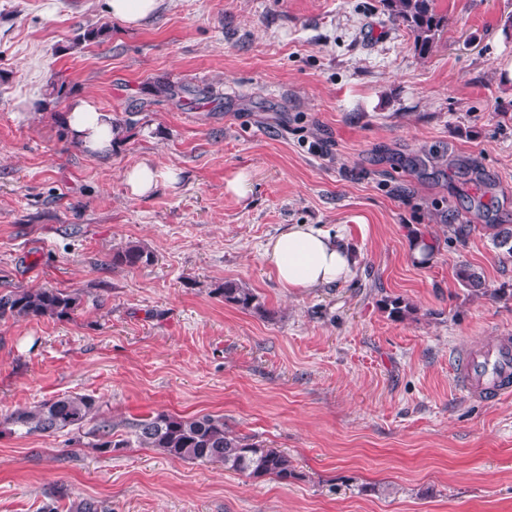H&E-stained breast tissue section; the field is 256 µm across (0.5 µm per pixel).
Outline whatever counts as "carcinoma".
Here are the masks:
<instances>
[{"instance_id":"carcinoma-1","label":"carcinoma","mask_w":512,"mask_h":512,"mask_svg":"<svg viewBox=\"0 0 512 512\" xmlns=\"http://www.w3.org/2000/svg\"><path fill=\"white\" fill-rule=\"evenodd\" d=\"M389 19L405 27L414 37L419 53L431 50L434 42L448 27V16L437 10L435 0H381ZM108 36L103 26L88 27L79 35V43H101ZM159 93L177 103L184 95L205 96V91L182 85H164ZM450 238L464 244L479 228L490 238L503 258L512 259L511 224H447ZM154 262L150 250L130 241L112 251V266L130 269L148 267ZM456 281L475 294L484 295L482 274L468 263L455 268ZM224 301L244 311L263 308L258 296L249 288L227 281ZM82 294L60 288H13L0 294V320L7 318L66 319L82 305ZM383 308L394 319H404L415 307L400 297L383 299ZM99 411V401L86 394H64L44 399L30 407H22L0 420V434H41L50 436L67 428H81ZM126 438L116 439L112 425L102 423L94 430L93 447L102 453L127 448L135 442L141 448H152L170 459L182 461L220 462L224 469L249 478L270 477L286 483L299 478L292 460L277 448H268L246 434L235 433L224 423V416L214 414L173 415L164 412L149 414L130 423Z\"/></svg>"}]
</instances>
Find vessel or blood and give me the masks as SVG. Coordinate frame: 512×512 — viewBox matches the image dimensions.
<instances>
[{
  "instance_id": "vessel-or-blood-1",
  "label": "vessel or blood",
  "mask_w": 512,
  "mask_h": 512,
  "mask_svg": "<svg viewBox=\"0 0 512 512\" xmlns=\"http://www.w3.org/2000/svg\"><path fill=\"white\" fill-rule=\"evenodd\" d=\"M453 374L467 397H512V338L503 336L463 349L453 362Z\"/></svg>"
}]
</instances>
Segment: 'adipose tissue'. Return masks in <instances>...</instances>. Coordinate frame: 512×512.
<instances>
[{"label": "adipose tissue", "mask_w": 512, "mask_h": 512, "mask_svg": "<svg viewBox=\"0 0 512 512\" xmlns=\"http://www.w3.org/2000/svg\"><path fill=\"white\" fill-rule=\"evenodd\" d=\"M69 134L85 150L111 153L114 118L87 96L72 98L65 116ZM264 258L282 287L304 290L347 280L353 259L341 234L311 224H292L264 245Z\"/></svg>", "instance_id": "ef3b65f1"}]
</instances>
